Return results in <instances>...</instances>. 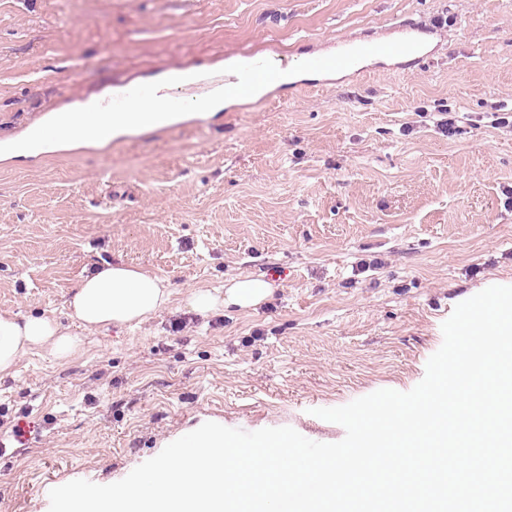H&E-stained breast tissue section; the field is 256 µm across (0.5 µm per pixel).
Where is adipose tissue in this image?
I'll list each match as a JSON object with an SVG mask.
<instances>
[{
    "instance_id": "adipose-tissue-1",
    "label": "adipose tissue",
    "mask_w": 512,
    "mask_h": 512,
    "mask_svg": "<svg viewBox=\"0 0 512 512\" xmlns=\"http://www.w3.org/2000/svg\"><path fill=\"white\" fill-rule=\"evenodd\" d=\"M272 293L273 285L264 277L242 276L227 280L219 294L193 291L186 303L203 314L230 306L246 310L259 307ZM170 298L171 291L160 277L123 262H106L71 289L67 304L83 328H137L148 323ZM78 344V338L54 318L0 315V379L10 376L32 350L46 348L64 360L74 355Z\"/></svg>"
}]
</instances>
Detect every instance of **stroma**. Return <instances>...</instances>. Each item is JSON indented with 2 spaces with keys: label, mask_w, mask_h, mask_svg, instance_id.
Instances as JSON below:
<instances>
[{
  "label": "stroma",
  "mask_w": 512,
  "mask_h": 512,
  "mask_svg": "<svg viewBox=\"0 0 512 512\" xmlns=\"http://www.w3.org/2000/svg\"><path fill=\"white\" fill-rule=\"evenodd\" d=\"M409 34L422 63L368 58L314 91L0 162V314L82 340L0 380V512H49L51 489L117 482L209 421L341 441L314 409L410 391L454 307L512 284V0H0V140L172 68L287 70ZM118 261L168 279L170 304L75 328L68 289ZM247 275L274 286L258 308L187 307Z\"/></svg>",
  "instance_id": "1"
}]
</instances>
